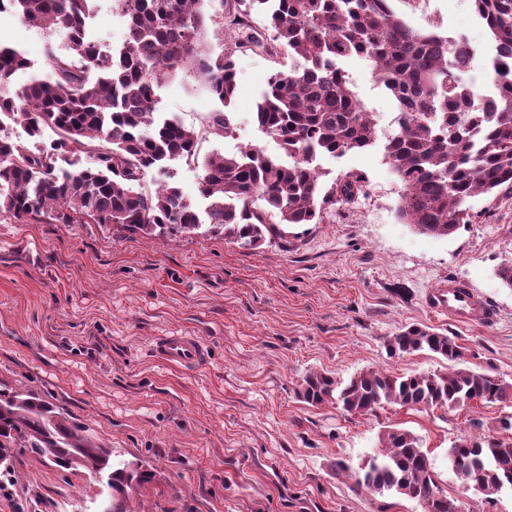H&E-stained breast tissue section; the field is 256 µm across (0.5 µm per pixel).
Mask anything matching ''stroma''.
<instances>
[{
  "label": "stroma",
  "mask_w": 512,
  "mask_h": 512,
  "mask_svg": "<svg viewBox=\"0 0 512 512\" xmlns=\"http://www.w3.org/2000/svg\"><path fill=\"white\" fill-rule=\"evenodd\" d=\"M413 28L465 38L474 48L466 81L488 88L491 45L471 0H391ZM125 19L111 0H96L90 40L120 45ZM0 43L19 50L29 69L16 84L45 76L49 52L65 33L46 35L0 14ZM229 107L234 132H208L219 104L198 76L178 74L156 91L157 110L195 130L191 164L148 172L149 187L173 181L196 200L209 157L255 145L283 150L253 120L273 70L290 59L237 54ZM378 120L372 147L320 158L324 186L363 174L356 203L328 210L322 223L289 226L284 238L247 250L220 234L148 239L100 224H18L0 215V383L48 398L88 426L118 459H137L151 474L134 512H422L396 493L373 496L336 475L344 460L363 465L390 427L419 437L443 492L463 512H512V488L486 499L464 490L448 460L452 442L474 423L494 427L499 405L448 411L388 405L350 415L310 406L297 391L311 370L341 380L368 370L394 375L445 372L430 352L389 356L387 336L417 324L454 336L468 367L512 381V288L497 277L512 263V194L475 197L473 223L433 237L398 216L402 185L384 156L398 107L364 59L341 63ZM469 282L498 309L489 327H460L428 312L427 290L444 278ZM189 331L212 344L208 366L190 374L158 362L154 337ZM39 497L43 512H82L97 485L26 454L16 482L0 490V512L17 495Z\"/></svg>",
  "instance_id": "obj_1"
}]
</instances>
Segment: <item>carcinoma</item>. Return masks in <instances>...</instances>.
Listing matches in <instances>:
<instances>
[{"label": "carcinoma", "mask_w": 512, "mask_h": 512, "mask_svg": "<svg viewBox=\"0 0 512 512\" xmlns=\"http://www.w3.org/2000/svg\"><path fill=\"white\" fill-rule=\"evenodd\" d=\"M93 2L0 0V12L68 39V54L50 53L48 77L18 89L13 75L31 64L0 44V214L18 224H113L148 238L204 232L256 249L269 237H284L282 224L321 223L327 209L355 200L362 177L349 172L326 189L317 157L376 140L375 113L338 66L354 55L371 62L375 81L398 103V127L384 154L402 183L405 223L448 237L472 223V198L512 190V0H472L494 44L489 95L475 93L463 78L474 56L468 42L410 27L389 0H231L225 15L208 13L210 0H112L127 33L107 51L87 37ZM255 11L267 16L270 35L252 25ZM210 24L233 33L216 56L203 46ZM247 49L295 61L289 73L270 74L255 112L258 127L292 162L254 145L205 160L198 182L207 202L202 219L176 185L144 187L147 172L192 155L198 141L193 129L157 112L155 89L191 69L225 108L236 88L235 55ZM13 124L36 139L49 128L57 139L29 150L6 133ZM232 129L231 113H212L213 135L224 138ZM385 347L391 357L428 351L457 368L406 376L369 369L346 382L313 370L303 376L298 397L359 415L386 404L416 411L474 402L512 407V382L460 367L462 347L443 332L407 326L387 337ZM380 443L365 465L352 471L338 460L334 470L359 490L394 491L423 512H461L439 487L418 436L391 427ZM450 451L470 489L512 486V415L494 430L460 435ZM25 453L103 479L112 512H131L133 492L150 479L141 464L114 460L112 449L50 401L0 385V480L14 482Z\"/></svg>", "instance_id": "cac0c4a2"}]
</instances>
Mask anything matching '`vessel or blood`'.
Instances as JSON below:
<instances>
[{
    "instance_id": "1",
    "label": "vessel or blood",
    "mask_w": 512,
    "mask_h": 512,
    "mask_svg": "<svg viewBox=\"0 0 512 512\" xmlns=\"http://www.w3.org/2000/svg\"><path fill=\"white\" fill-rule=\"evenodd\" d=\"M429 312L443 315L462 326L492 325L497 319L494 307L466 281L451 277L442 280L425 295ZM210 342L188 331L155 337L151 345L159 361L185 371L203 369L210 359Z\"/></svg>"
}]
</instances>
